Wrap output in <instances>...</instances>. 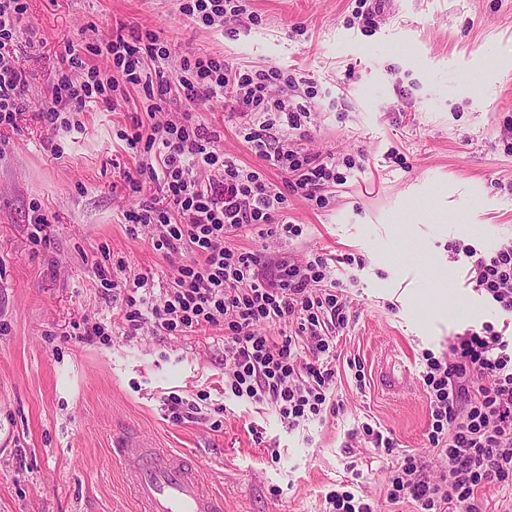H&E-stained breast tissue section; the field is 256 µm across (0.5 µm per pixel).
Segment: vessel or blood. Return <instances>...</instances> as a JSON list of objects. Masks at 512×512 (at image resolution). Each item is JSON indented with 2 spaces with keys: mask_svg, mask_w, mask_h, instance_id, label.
<instances>
[{
  "mask_svg": "<svg viewBox=\"0 0 512 512\" xmlns=\"http://www.w3.org/2000/svg\"><path fill=\"white\" fill-rule=\"evenodd\" d=\"M112 453L141 512H224V497L205 481L199 460L125 429L113 431Z\"/></svg>",
  "mask_w": 512,
  "mask_h": 512,
  "instance_id": "vessel-or-blood-1",
  "label": "vessel or blood"
}]
</instances>
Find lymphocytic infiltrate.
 Instances as JSON below:
<instances>
[{"instance_id":"lymphocytic-infiltrate-1","label":"lymphocytic infiltrate","mask_w":512,"mask_h":512,"mask_svg":"<svg viewBox=\"0 0 512 512\" xmlns=\"http://www.w3.org/2000/svg\"><path fill=\"white\" fill-rule=\"evenodd\" d=\"M28 11L27 0H0V130L15 127L32 103L25 68L10 52ZM180 13L213 30L225 22L260 15L249 0H180ZM112 58L113 74L90 65L89 57ZM167 45L153 31L116 33L67 50L56 74L55 96L42 104L38 119L47 147L60 152L59 132L81 129L80 112L97 105L113 108L120 87L138 91L148 106L131 115L119 138L138 157L124 189L142 195L124 211L131 231L152 229L156 251L171 261L172 286L154 299L147 277L134 280L124 301L129 332L149 325L165 336H181L203 326L224 329V388L234 397L271 406L295 427L336 413V335L348 322L342 284L332 276L324 254L305 262L228 245L242 232L263 239H292L302 233L289 220L288 195L318 208L329 203L331 188L344 184L355 156L311 153L306 127L316 90L293 96L296 76L276 66L232 68L211 53L181 56L179 75L170 79ZM181 96L191 102L227 98L248 149L261 162L250 168L225 153L218 131L183 113L175 121L154 116L162 101ZM152 124H144V116ZM282 176L273 184L267 170ZM454 262L469 265L476 291L498 310L512 313V240L488 252L470 245H448ZM289 324L273 338L263 326ZM423 386L430 406L428 441L446 461L437 479L411 454L390 470V500L421 502L425 512L451 504L477 512L474 491L489 483L512 484V339L483 323L448 344V355L424 351Z\"/></svg>"}]
</instances>
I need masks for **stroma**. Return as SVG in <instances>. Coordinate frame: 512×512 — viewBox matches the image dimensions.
Returning a JSON list of instances; mask_svg holds the SVG:
<instances>
[{"label":"stroma","mask_w":512,"mask_h":512,"mask_svg":"<svg viewBox=\"0 0 512 512\" xmlns=\"http://www.w3.org/2000/svg\"><path fill=\"white\" fill-rule=\"evenodd\" d=\"M355 6L251 0L260 24L230 21L216 32L188 21L176 0H29L12 50L31 74L35 104L51 100L67 46L121 26L146 28L170 45L173 73L192 51L309 79L318 95L308 148L364 160L327 208L289 196L300 237L232 240L298 260L328 254L347 284L349 323L336 339L343 407L292 427L270 407L225 393L222 328L163 336L147 326L128 335L123 293L94 275L107 250L124 263L116 280L147 276L158 295L171 285L170 263L122 217L139 199L121 189L135 160L117 150V134L140 110L139 97L81 114L82 131L59 133L57 158L43 151L34 112L1 130L0 512H139L112 457L117 425L199 457L224 512H324L326 494L346 480L377 512H423L410 498L389 501L387 460L354 432L364 422L390 431L399 452L436 471L423 351L439 356L450 337L512 322L472 290L447 251L455 241L486 252L512 239V154L502 143L512 118V0H387L372 33L348 24ZM198 111L239 164L259 166L227 101ZM34 203L49 219L43 247L30 241ZM349 254L363 267L345 265ZM440 290L453 307L435 305ZM95 322L111 338L75 337L76 324ZM396 360L409 373L389 392L378 378ZM173 393L200 404L196 419L172 420Z\"/></svg>","instance_id":"obj_1"}]
</instances>
